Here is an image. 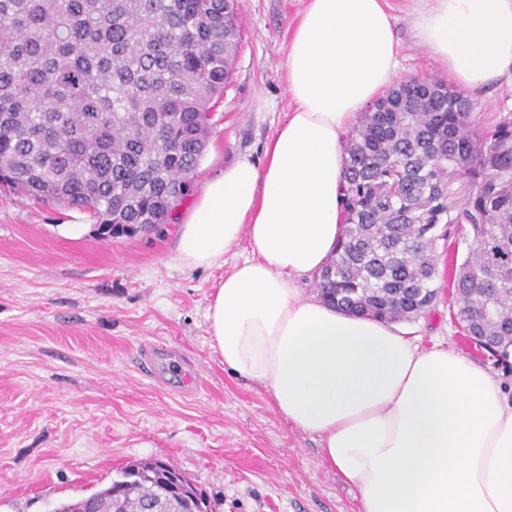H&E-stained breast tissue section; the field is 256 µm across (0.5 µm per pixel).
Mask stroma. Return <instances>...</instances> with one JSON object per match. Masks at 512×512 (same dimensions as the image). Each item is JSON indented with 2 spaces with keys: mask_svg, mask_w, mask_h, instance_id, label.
I'll return each instance as SVG.
<instances>
[{
  "mask_svg": "<svg viewBox=\"0 0 512 512\" xmlns=\"http://www.w3.org/2000/svg\"><path fill=\"white\" fill-rule=\"evenodd\" d=\"M307 0H237L242 41L215 107L191 198L172 223L102 237L88 213L0 188V512H51L107 486L118 468L161 459L212 512H359L357 494L293 428L261 384L226 370L206 308L247 246L209 268L178 261L181 226L205 183L237 160L263 164L291 102L283 64ZM397 81L448 74L415 40L419 0H387ZM478 120L512 115V79L470 92ZM463 242L434 248L433 305L406 327L489 368L512 398V359L475 347L452 318Z\"/></svg>",
  "mask_w": 512,
  "mask_h": 512,
  "instance_id": "obj_1",
  "label": "stroma"
}]
</instances>
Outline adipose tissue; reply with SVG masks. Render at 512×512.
<instances>
[{
    "label": "adipose tissue",
    "mask_w": 512,
    "mask_h": 512,
    "mask_svg": "<svg viewBox=\"0 0 512 512\" xmlns=\"http://www.w3.org/2000/svg\"><path fill=\"white\" fill-rule=\"evenodd\" d=\"M418 43L455 85L512 77V0H423ZM399 67L385 0H308L284 70L293 102L258 166L206 183L178 259L205 268L247 243L206 311L225 368L314 434L361 512H512V402L490 372L404 329L303 296L344 233L342 136Z\"/></svg>",
    "instance_id": "1"
}]
</instances>
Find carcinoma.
<instances>
[{
  "label": "carcinoma",
  "instance_id": "obj_1",
  "mask_svg": "<svg viewBox=\"0 0 512 512\" xmlns=\"http://www.w3.org/2000/svg\"><path fill=\"white\" fill-rule=\"evenodd\" d=\"M236 0H0V184L88 212L111 236L168 224L189 195L240 46ZM347 139L344 239L320 296L401 320L433 304L437 241L467 252L452 317L512 354V119L493 128L435 77L400 83ZM169 465L116 470L56 512H209Z\"/></svg>",
  "mask_w": 512,
  "mask_h": 512
}]
</instances>
